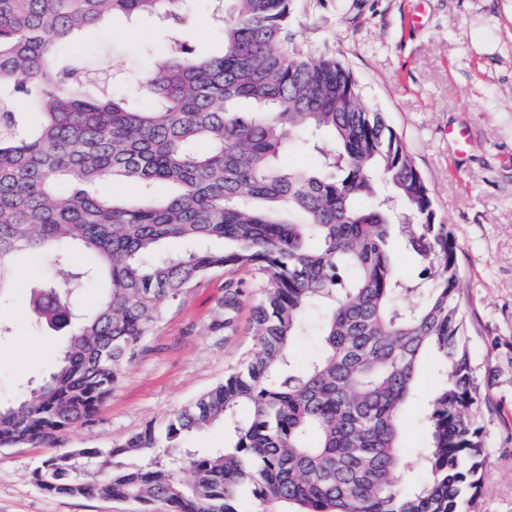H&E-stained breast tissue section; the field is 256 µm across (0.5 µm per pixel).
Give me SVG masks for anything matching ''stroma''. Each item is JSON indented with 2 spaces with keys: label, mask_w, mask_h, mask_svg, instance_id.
Listing matches in <instances>:
<instances>
[{
  "label": "stroma",
  "mask_w": 512,
  "mask_h": 512,
  "mask_svg": "<svg viewBox=\"0 0 512 512\" xmlns=\"http://www.w3.org/2000/svg\"><path fill=\"white\" fill-rule=\"evenodd\" d=\"M289 29L308 56L332 59L356 80L363 101L384 112L425 181L437 218L448 224L460 269L459 294L477 376L488 398L477 421L487 437L482 487L470 512H512V0H292ZM217 25L197 0L185 35L216 54ZM166 38L154 21L121 16L71 52L88 69L114 70L123 89L149 67ZM467 128L457 147L452 128ZM46 264L32 256L0 306V397L44 373L58 337L28 317L30 289ZM226 274L190 288L123 374L92 427L67 447H109L163 422L223 380L253 345L251 305L224 340L208 332ZM42 448H0V512H137L135 504L49 495L29 479Z\"/></svg>",
  "instance_id": "stroma-1"
}]
</instances>
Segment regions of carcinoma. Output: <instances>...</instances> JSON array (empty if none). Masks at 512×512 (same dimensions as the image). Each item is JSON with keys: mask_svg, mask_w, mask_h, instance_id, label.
Wrapping results in <instances>:
<instances>
[{"mask_svg": "<svg viewBox=\"0 0 512 512\" xmlns=\"http://www.w3.org/2000/svg\"><path fill=\"white\" fill-rule=\"evenodd\" d=\"M210 7L223 48L201 56L181 30L187 0H0V303L21 257L47 255L63 277L42 280L29 311L64 336L48 371L0 401V447L48 449L29 478L49 494L137 512L158 501L169 512H465L487 442L448 225L349 70L296 49L290 0ZM118 15L158 20L171 50L110 95L111 75L65 46ZM324 131L336 147L320 170L282 164L297 137L315 145ZM104 178L139 193L102 197ZM156 183L171 195L153 199ZM396 236L427 263L426 282L396 272ZM75 249L88 266L69 268ZM224 268L260 277L246 359L160 426L62 449L95 422L169 308ZM246 298L241 282L225 283L214 336L234 331ZM309 309L323 313L321 349L298 369L291 348ZM429 351L443 383L424 399L416 479L403 417ZM217 423L223 450L187 451L190 476L179 477L161 449Z\"/></svg>", "mask_w": 512, "mask_h": 512, "instance_id": "cac0c4a2", "label": "carcinoma"}]
</instances>
